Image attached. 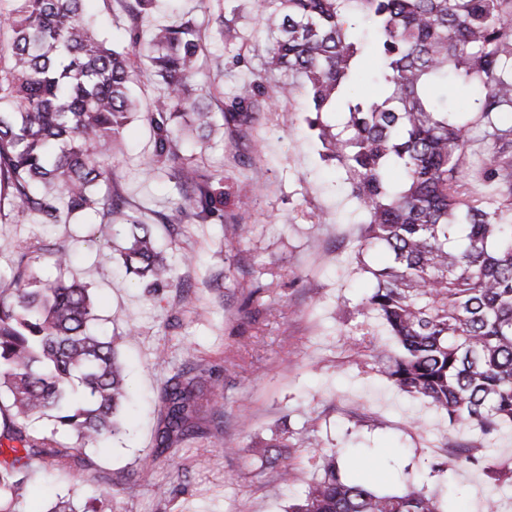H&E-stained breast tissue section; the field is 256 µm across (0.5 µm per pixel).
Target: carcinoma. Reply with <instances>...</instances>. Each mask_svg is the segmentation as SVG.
Returning <instances> with one entry per match:
<instances>
[{"label":"carcinoma","mask_w":512,"mask_h":512,"mask_svg":"<svg viewBox=\"0 0 512 512\" xmlns=\"http://www.w3.org/2000/svg\"><path fill=\"white\" fill-rule=\"evenodd\" d=\"M84 0H0V192L44 224H68L88 211L102 214V237H113L118 204L97 186L110 179L112 158L134 104L129 86L141 59L160 77L162 92L150 121L155 152L150 165L179 183L197 185L178 210L205 220L210 194L197 180L198 166L178 148L188 134L210 136L209 105L192 97L202 26L193 18L157 25L148 37L131 28L116 46L90 27ZM238 0H202L215 37L236 28ZM254 20L272 43L270 80L254 74L224 94L223 125L250 134L265 105L302 87L311 100L307 119L318 131L322 159L345 175L363 209L359 250L382 246L392 265L357 272L373 279L371 293L355 307L361 331L381 326L390 351L371 356L398 390L441 411L448 424L477 427L492 438L512 425V0H251ZM372 61L374 99L354 97L359 63ZM480 91L471 101L448 102V88ZM347 120L332 124L327 112ZM483 129L486 157L475 193L459 179L471 165L468 133ZM397 168L401 179L391 181ZM238 198L225 213V245L247 229ZM132 229L120 255L126 272L150 287L173 281L171 265L157 251L144 223ZM86 283L58 276L29 281L21 267L0 276V512H22L23 490L46 464H63L87 445L123 429L127 400L124 367L113 341L97 333ZM215 369H178L161 389L160 452L173 451L199 433L204 406L224 419L218 394L205 397ZM48 415L75 435L68 443L28 430ZM306 429L289 431L253 448L286 484L291 449ZM338 450L315 459L316 477L288 512H450L440 492L408 485L381 494L345 480ZM488 476L512 485V458L487 467ZM51 512H101L88 502L59 500Z\"/></svg>","instance_id":"obj_1"}]
</instances>
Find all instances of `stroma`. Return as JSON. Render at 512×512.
Here are the masks:
<instances>
[{
  "label": "stroma",
  "instance_id": "obj_1",
  "mask_svg": "<svg viewBox=\"0 0 512 512\" xmlns=\"http://www.w3.org/2000/svg\"><path fill=\"white\" fill-rule=\"evenodd\" d=\"M87 6L114 41H124L135 23L125 0ZM270 44L261 26L243 47L206 37L195 82L208 91L212 111L221 112L224 90L244 73L263 72ZM236 52L244 62L234 67ZM158 86L142 67L133 86L137 113L117 147L112 177L98 191L150 225L176 268L173 283L149 288L127 274L117 243L99 238L97 217L47 226L10 196L0 197V272L10 273L23 249L28 275L44 279L55 273L48 250H70L67 274L91 289L95 327L115 338L130 391L124 433L87 446L85 461L31 484L28 512H48L67 494L100 498L104 512H286L311 483L314 456L331 448L342 449L347 475L381 490L406 482L452 487L460 512L511 502L512 486L495 485L483 465L512 457V427L488 439L476 428L449 426L442 413L398 392L351 351L354 308L369 293L355 272L363 215L342 171L319 156L306 91L262 114L250 137H230L218 126L206 140L181 143L215 198L202 222L177 215L184 188L147 169L155 138L147 114ZM244 195L252 199L243 215L249 233L229 251L224 202ZM183 296L192 298L195 312L180 308ZM200 362L221 370L224 417L204 415L201 437L176 453L156 454L160 390L177 368ZM303 427L309 445L294 454L293 483L281 485L250 446ZM460 446L469 448L471 461L431 471L433 457ZM161 487L171 496L159 497Z\"/></svg>",
  "mask_w": 512,
  "mask_h": 512
}]
</instances>
